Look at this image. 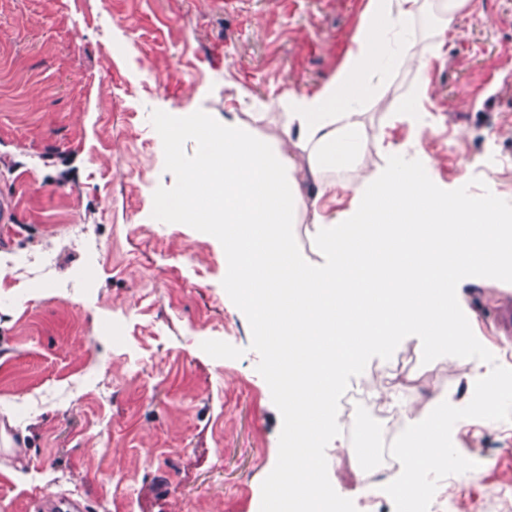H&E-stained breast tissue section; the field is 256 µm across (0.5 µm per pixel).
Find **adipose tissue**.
I'll return each mask as SVG.
<instances>
[{
  "instance_id": "adipose-tissue-1",
  "label": "adipose tissue",
  "mask_w": 512,
  "mask_h": 512,
  "mask_svg": "<svg viewBox=\"0 0 512 512\" xmlns=\"http://www.w3.org/2000/svg\"><path fill=\"white\" fill-rule=\"evenodd\" d=\"M468 0H368L339 68L312 94L284 93L285 133L307 151L310 174L326 193L342 188L355 203L352 222L317 221L327 256L313 267L288 227L304 206L289 156L233 122L204 116L182 124L158 116L159 147L171 163L190 138L201 150L186 171L182 193L166 202L178 220L200 221L224 242L226 284L241 299L271 350V379L286 418L272 512H328L334 490L318 475V450L336 426L341 376L367 353L400 337H422L431 351L466 344L450 293L461 276L481 271L512 277V213L494 188L440 193L429 159L390 162L368 181L360 105L380 94L391 68H412L418 82L396 115L415 120L427 97L426 59L409 40L429 12L438 35L452 28ZM345 174L343 182L334 177ZM448 404H432L405 423V481L398 491L415 504L413 472L432 470L448 445Z\"/></svg>"
}]
</instances>
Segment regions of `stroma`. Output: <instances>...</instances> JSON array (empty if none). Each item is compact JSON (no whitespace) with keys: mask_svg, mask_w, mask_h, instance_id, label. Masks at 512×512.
Here are the masks:
<instances>
[{"mask_svg":"<svg viewBox=\"0 0 512 512\" xmlns=\"http://www.w3.org/2000/svg\"><path fill=\"white\" fill-rule=\"evenodd\" d=\"M368 0H0V512L77 500L79 512H265L284 421L270 349L225 286L224 244L163 212L197 145L172 165L157 115L250 126L292 157L311 195L306 152L281 136L280 96L315 92L352 46ZM428 60L424 132L394 117L417 80L390 72L363 122L371 176L396 149L437 162L438 187L494 184L512 210V0H469ZM352 197L318 214L346 219ZM314 213V214H317ZM312 213L290 230L307 262L325 256ZM512 279L468 274L451 301L468 336L434 354L417 336L374 351L339 392L394 393L398 416L451 405L448 436L467 464L423 473L421 512H512V341L496 307ZM501 387L474 416L477 369ZM320 476L344 512H398L400 472L354 494L348 448L328 439Z\"/></svg>","mask_w":512,"mask_h":512,"instance_id":"1","label":"stroma"}]
</instances>
